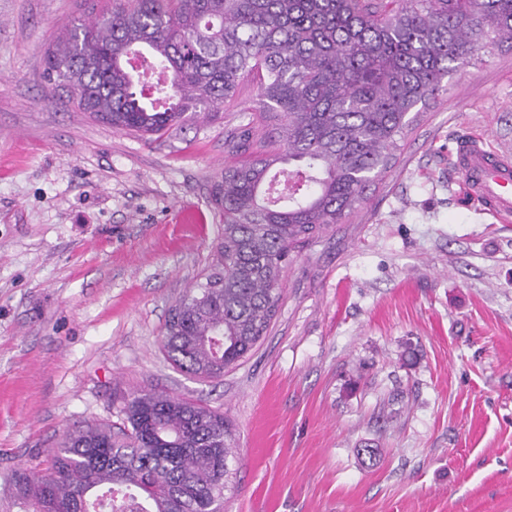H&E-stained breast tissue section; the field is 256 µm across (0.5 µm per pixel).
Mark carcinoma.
<instances>
[{
    "label": "carcinoma",
    "instance_id": "obj_1",
    "mask_svg": "<svg viewBox=\"0 0 512 512\" xmlns=\"http://www.w3.org/2000/svg\"><path fill=\"white\" fill-rule=\"evenodd\" d=\"M486 49L512 50V0H125L60 38L48 81L130 132L162 133L254 84L267 137L247 125L225 142L248 158L213 184L224 224L205 282L171 310L167 358L205 378L245 358L290 253L358 211L408 114ZM135 60L170 85L139 86ZM120 420L67 432L49 466L18 482L23 512H223L238 462L224 414L143 388Z\"/></svg>",
    "mask_w": 512,
    "mask_h": 512
}]
</instances>
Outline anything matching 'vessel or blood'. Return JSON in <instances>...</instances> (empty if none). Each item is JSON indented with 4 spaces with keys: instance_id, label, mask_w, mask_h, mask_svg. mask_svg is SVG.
Returning a JSON list of instances; mask_svg holds the SVG:
<instances>
[{
    "instance_id": "1",
    "label": "vessel or blood",
    "mask_w": 512,
    "mask_h": 512,
    "mask_svg": "<svg viewBox=\"0 0 512 512\" xmlns=\"http://www.w3.org/2000/svg\"><path fill=\"white\" fill-rule=\"evenodd\" d=\"M450 156L459 176V198L478 205L498 223H511L512 155L496 150L478 134L457 141Z\"/></svg>"
}]
</instances>
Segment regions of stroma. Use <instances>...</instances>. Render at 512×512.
Here are the masks:
<instances>
[{"label":"stroma","instance_id":"obj_1","mask_svg":"<svg viewBox=\"0 0 512 512\" xmlns=\"http://www.w3.org/2000/svg\"><path fill=\"white\" fill-rule=\"evenodd\" d=\"M99 10L0 0V512L68 430L146 387L229 421L224 512H512V223L462 206L449 161L473 132L512 151V51L449 77L358 212L293 253L252 354L210 379L161 339L212 262L211 187L253 86L159 137L112 128L45 78Z\"/></svg>","mask_w":512,"mask_h":512}]
</instances>
